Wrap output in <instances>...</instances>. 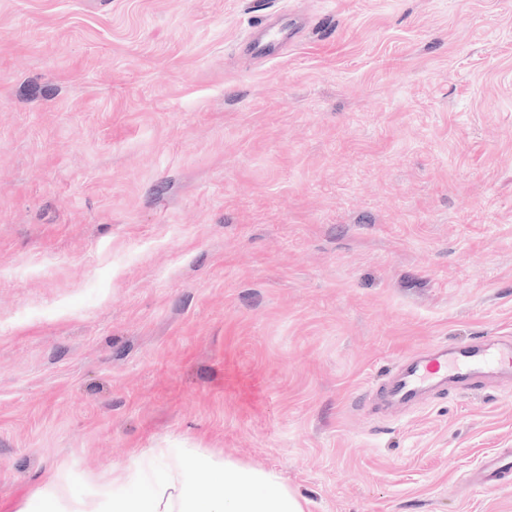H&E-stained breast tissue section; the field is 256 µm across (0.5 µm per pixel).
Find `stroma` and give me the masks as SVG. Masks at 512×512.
I'll use <instances>...</instances> for the list:
<instances>
[{
	"label": "stroma",
	"instance_id": "stroma-1",
	"mask_svg": "<svg viewBox=\"0 0 512 512\" xmlns=\"http://www.w3.org/2000/svg\"><path fill=\"white\" fill-rule=\"evenodd\" d=\"M507 334L512 0H0V512L133 448L308 512H512L467 479L512 381L377 396ZM294 25V20L288 19V15H280L279 25L271 24L267 16L260 17L252 26L250 37L246 42L248 50L255 57L272 56L288 43V35ZM256 33H261L263 36H255Z\"/></svg>",
	"mask_w": 512,
	"mask_h": 512
}]
</instances>
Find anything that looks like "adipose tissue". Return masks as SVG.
Returning <instances> with one entry per match:
<instances>
[{
	"label": "adipose tissue",
	"mask_w": 512,
	"mask_h": 512,
	"mask_svg": "<svg viewBox=\"0 0 512 512\" xmlns=\"http://www.w3.org/2000/svg\"><path fill=\"white\" fill-rule=\"evenodd\" d=\"M17 512H306L278 472L199 448H134L74 495L49 475Z\"/></svg>",
	"instance_id": "adipose-tissue-1"
}]
</instances>
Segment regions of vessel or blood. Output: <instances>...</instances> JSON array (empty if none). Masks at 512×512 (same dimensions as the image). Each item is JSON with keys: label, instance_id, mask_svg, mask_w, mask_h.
Instances as JSON below:
<instances>
[{"label": "vessel or blood", "instance_id": "1", "mask_svg": "<svg viewBox=\"0 0 512 512\" xmlns=\"http://www.w3.org/2000/svg\"><path fill=\"white\" fill-rule=\"evenodd\" d=\"M294 25V20L285 16L275 25L267 17H260L252 27L248 50L260 58L273 55L287 44ZM489 378L512 379L511 337L484 336L463 345L436 346L416 354L392 376L388 396L396 403L409 404L431 386L473 389ZM511 473L512 451L504 449L486 456L473 479L487 484Z\"/></svg>", "mask_w": 512, "mask_h": 512}]
</instances>
